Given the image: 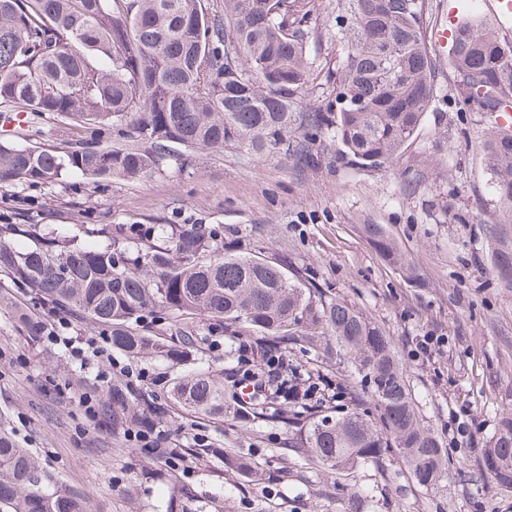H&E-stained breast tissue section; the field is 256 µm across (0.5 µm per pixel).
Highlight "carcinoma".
<instances>
[{
    "label": "carcinoma",
    "mask_w": 512,
    "mask_h": 512,
    "mask_svg": "<svg viewBox=\"0 0 512 512\" xmlns=\"http://www.w3.org/2000/svg\"><path fill=\"white\" fill-rule=\"evenodd\" d=\"M315 0H0V120L50 114L79 129L59 153L0 143V187L71 175L152 177L178 145L189 156L234 147L258 158L317 161L313 139L332 133L353 165L379 170L399 156L428 114L435 64L427 42L431 0H345L336 20V69L325 74L347 99L336 110L299 111L313 81ZM464 102L489 116L512 105V43L480 19L462 22L449 47ZM303 137H297L298 133ZM486 169L512 224V132L490 126ZM0 225V269L37 298L88 320L112 350L165 365L149 392L112 385L98 424L114 432L154 428L183 414L230 415L245 426L291 432L286 453L330 476L403 467L421 488L445 470L440 441L420 426L397 351L367 314L305 278L286 252L230 248L204 224H82L50 230ZM364 233L390 262L414 274L378 224ZM30 244L18 247L13 236ZM491 258L512 286V240ZM228 342L224 376L202 365L200 326ZM347 361L341 379L327 354ZM256 379L247 395L237 386ZM224 460L251 482L264 467L233 448ZM482 470L512 490V418L501 420ZM0 512H89L86 493L50 476L0 431Z\"/></svg>",
    "instance_id": "cac0c4a2"
}]
</instances>
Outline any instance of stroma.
<instances>
[{"mask_svg": "<svg viewBox=\"0 0 512 512\" xmlns=\"http://www.w3.org/2000/svg\"><path fill=\"white\" fill-rule=\"evenodd\" d=\"M342 0H316L311 57L334 65ZM436 96L415 139L391 166L363 170L339 159L330 139L315 143L319 161L300 169L280 156L259 159L229 149L187 158L174 152L150 178L0 187V216L18 199L33 203L35 224H206L225 239L287 251L296 267L385 329L407 370L425 429L448 450V471L430 489L406 471L355 472L341 484L318 466L285 462L276 479L248 483L225 466L237 448L262 459L286 447L288 432L258 438L233 417H187L162 427L170 461L90 420L82 395L125 378L149 386L160 363L145 357H94L105 338L67 314L57 339H30L24 311L52 310L0 271V429L32 449L47 471L84 491L91 512H350L369 490L367 512H512V491L480 476V451L502 417L512 416V287L493 270L488 247L500 203L480 141L490 125L453 86L448 54L436 60ZM77 129L44 115L21 136L0 142L63 151ZM379 224L415 266L407 279L363 232ZM445 346L416 357V343Z\"/></svg>", "mask_w": 512, "mask_h": 512, "instance_id": "35a3bbf8", "label": "stroma"}]
</instances>
